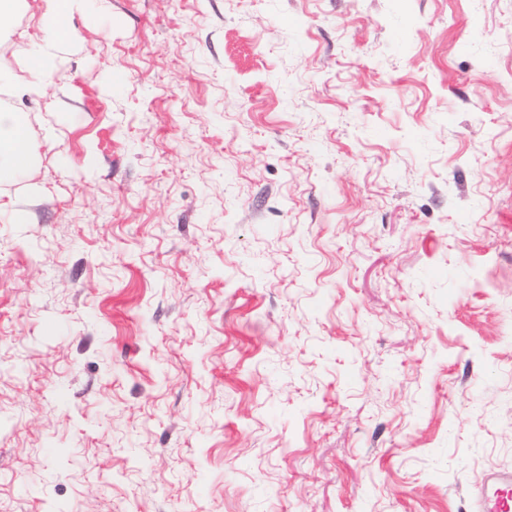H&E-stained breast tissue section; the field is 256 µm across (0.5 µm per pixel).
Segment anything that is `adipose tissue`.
<instances>
[{
	"label": "adipose tissue",
	"mask_w": 512,
	"mask_h": 512,
	"mask_svg": "<svg viewBox=\"0 0 512 512\" xmlns=\"http://www.w3.org/2000/svg\"><path fill=\"white\" fill-rule=\"evenodd\" d=\"M40 34L29 49L21 71L0 66V93L15 100L40 99L60 78L59 54L71 43L75 15H108L109 0H49ZM35 161L28 133L18 111L0 106V187L23 180Z\"/></svg>",
	"instance_id": "adipose-tissue-1"
}]
</instances>
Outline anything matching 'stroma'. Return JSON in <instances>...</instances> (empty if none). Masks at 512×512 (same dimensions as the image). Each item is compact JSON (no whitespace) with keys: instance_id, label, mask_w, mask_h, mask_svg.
I'll use <instances>...</instances> for the list:
<instances>
[{"instance_id":"35a3bbf8","label":"stroma","mask_w":512,"mask_h":512,"mask_svg":"<svg viewBox=\"0 0 512 512\" xmlns=\"http://www.w3.org/2000/svg\"><path fill=\"white\" fill-rule=\"evenodd\" d=\"M109 2L18 105L0 512H467L512 470V0Z\"/></svg>"}]
</instances>
